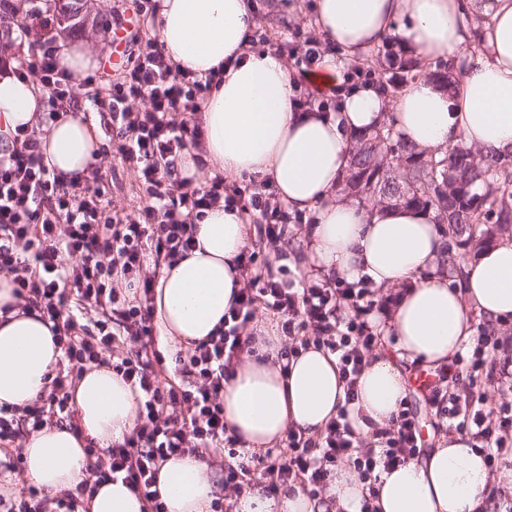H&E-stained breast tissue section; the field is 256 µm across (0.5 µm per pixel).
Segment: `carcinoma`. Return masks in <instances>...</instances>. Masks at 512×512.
<instances>
[{
  "mask_svg": "<svg viewBox=\"0 0 512 512\" xmlns=\"http://www.w3.org/2000/svg\"><path fill=\"white\" fill-rule=\"evenodd\" d=\"M57 14L59 35H69L78 22L58 11V0H43ZM397 43L382 42L372 63L384 68L398 63V72L380 81L384 94L396 97L409 83L426 78L443 88L454 80L448 69H430ZM340 191L368 204L403 205L432 209L438 217L445 242L439 271L448 273L449 284H464L463 250L479 252L504 235L512 234V163L501 156L450 145L437 155H428L402 139L393 124L360 133L350 167L340 182Z\"/></svg>",
  "mask_w": 512,
  "mask_h": 512,
  "instance_id": "cac0c4a2",
  "label": "carcinoma"
}]
</instances>
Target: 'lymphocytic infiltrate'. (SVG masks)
I'll return each instance as SVG.
<instances>
[{
  "mask_svg": "<svg viewBox=\"0 0 512 512\" xmlns=\"http://www.w3.org/2000/svg\"><path fill=\"white\" fill-rule=\"evenodd\" d=\"M14 72L36 80L44 97L35 127L18 131L14 149L0 154V274L11 278L20 308H33L49 323L67 370L31 403L0 406V445L52 424L78 430L69 374L83 372L86 365L113 363L142 397L129 434L103 455L95 446L86 448L88 476L73 493L58 498L31 486L14 497L0 495V512H75L82 497L116 479L147 502L148 512H168L156 489L160 466L188 453L207 461L220 448L227 451L225 499L212 501V512H233L229 499L240 497L256 477L271 493L298 482L318 496L327 492L338 465L353 468L365 482L420 454L418 420L404 402L390 424L374 428L371 437L355 431L344 408L319 435L292 429L287 447L240 461L236 438L224 423V383L252 350L258 311L278 316L289 341L282 355L312 346L336 357L351 403L381 341L372 318L386 314L390 298H375L363 277L312 283L273 270L259 251L243 252L241 286L224 314L223 329L179 357L182 384L166 382L152 360L156 273L147 265V251L168 263L188 256L196 247L195 219L221 205L260 217L261 243L279 251L288 222L282 203L269 184L251 189L217 173L197 185L179 175L178 162L187 153L198 170L207 167L197 114L209 86L177 71L157 44L147 43L102 93L91 90L95 76L75 83L53 46L18 59ZM85 95L116 143L99 150L81 182L63 185L44 163L39 134L57 119L62 105L77 106ZM139 100L147 101V108L137 109ZM114 160L133 172L145 200L136 214L102 205ZM490 342L478 336L471 355H457L437 368L426 402L435 416L457 421L492 464L496 456L490 446L503 445L512 431V404L501 406L497 423L489 422L474 375L484 373L490 384L496 380Z\"/></svg>",
  "mask_w": 512,
  "mask_h": 512,
  "instance_id": "lymphocytic-infiltrate-1",
  "label": "lymphocytic infiltrate"
}]
</instances>
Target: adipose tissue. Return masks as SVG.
<instances>
[{
  "label": "adipose tissue",
  "mask_w": 512,
  "mask_h": 512,
  "mask_svg": "<svg viewBox=\"0 0 512 512\" xmlns=\"http://www.w3.org/2000/svg\"><path fill=\"white\" fill-rule=\"evenodd\" d=\"M477 0H316L311 23L333 46L318 66L319 89L340 87L337 111L295 110L294 68L274 53L251 50V0H160L152 34L179 71L205 78L223 66L224 80L202 105L209 167L230 180L265 178L289 211L311 213L308 244L313 279L368 277L372 287L400 293L379 330L393 354L373 356L358 381L361 435L386 426L408 394L401 362L437 367L473 340L469 317L512 316V242L483 249L466 261L467 286L450 287L439 273L443 236L434 210L364 205L339 193L349 169L353 134L393 123L400 136L433 152L455 143L501 155L512 153V0H494L482 40H474ZM427 61L447 65L455 79L445 91L427 79L397 97L375 85L342 88L344 60L370 59L386 37ZM239 61L227 65L229 55ZM42 90L31 79L0 71V154L14 148L16 126L33 127ZM44 161L61 183L80 179L100 139L81 117L59 115L40 137ZM197 247L163 266L154 316L163 341L191 345L224 321L240 276L239 254L249 244L241 212L207 210L195 219ZM61 356L38 312L0 322V404L23 406L48 392ZM337 360L315 348L281 361L276 347L257 346L224 384V420L243 447H275L296 428L319 434L344 404ZM84 438L59 425L24 443L25 478L52 493L75 488L86 475V439L111 448L136 422V393L111 368L87 370L73 388ZM498 475L469 438L457 433L388 473H381L375 512H491V484L512 496V450ZM158 491L169 512H209L215 490L207 463L187 454L166 461ZM364 489L353 469L338 468L328 498H310L298 485L278 497L253 486L235 512H361ZM88 512H147L122 481L101 484Z\"/></svg>",
  "instance_id": "obj_1"
}]
</instances>
